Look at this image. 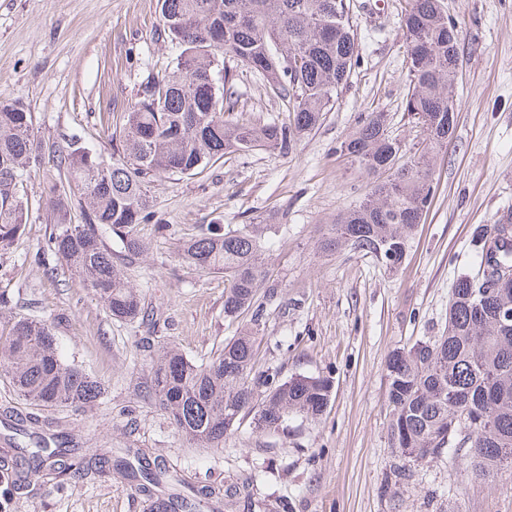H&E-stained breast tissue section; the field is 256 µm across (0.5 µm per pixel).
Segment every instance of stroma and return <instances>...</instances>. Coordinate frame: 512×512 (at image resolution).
Wrapping results in <instances>:
<instances>
[{
    "mask_svg": "<svg viewBox=\"0 0 512 512\" xmlns=\"http://www.w3.org/2000/svg\"><path fill=\"white\" fill-rule=\"evenodd\" d=\"M360 63L331 112L293 152L254 149L225 155L195 176L163 175L149 184L154 216L138 225L142 255L112 243V259L136 288L143 320L112 319L74 272L46 274L33 257L51 231L49 182L61 175L54 150L67 144L110 155L123 114L142 84L171 70L176 48L162 33L158 0H0V96L22 99L42 144L23 183L22 234L0 252V288L13 294L0 319L25 316L53 327L63 356L109 387L105 403L49 409L75 432L124 457L143 449L173 467L172 488L202 482L250 493L247 512H512V469L449 492L459 472L447 455L409 461L389 445L385 362L395 349L442 335L459 271L476 263L473 228L512 208V0H446L461 26L465 64L458 121L434 159L432 205L401 265L330 248L336 219L371 191L369 179L336 152L360 118L386 113L407 161L423 130L405 112L409 77L400 29L403 0H353ZM225 66L238 103L233 114L255 125L289 119L288 105L256 72ZM264 227L265 276L257 290L259 325L224 314L223 274L182 260L179 244L201 227ZM252 327L256 367L333 382L315 421L289 415L275 431L244 417L220 451L188 447L150 392L149 356L159 347L209 360L225 339ZM6 512H145L132 480L61 478L7 494Z\"/></svg>",
    "mask_w": 512,
    "mask_h": 512,
    "instance_id": "1",
    "label": "stroma"
}]
</instances>
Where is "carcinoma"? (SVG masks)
Wrapping results in <instances>:
<instances>
[{"label":"carcinoma","mask_w":512,"mask_h":512,"mask_svg":"<svg viewBox=\"0 0 512 512\" xmlns=\"http://www.w3.org/2000/svg\"><path fill=\"white\" fill-rule=\"evenodd\" d=\"M163 31L179 47L174 70L146 81L125 113L118 157L106 160L86 148L53 155L65 182L51 184L46 207L53 230L46 251L83 279L109 315L134 320L141 313L136 291L113 264L105 235L128 254L146 250L135 226L153 217L147 184L165 174L196 175L229 152L264 146L287 154L331 111L352 69L359 64L357 29L350 0H161ZM401 30L408 47L410 83L405 112L426 124L421 152L399 165V146L386 115L369 112L336 152L373 179L369 198L342 213L327 246L366 254L381 251L394 268L434 199L431 157L456 128L455 59L461 39L444 0H406ZM261 73L269 89L289 104L291 123L244 125L232 119L237 106L225 56ZM41 151L33 113L19 98L0 97V251L21 234L26 208L19 184L27 162ZM81 223L69 218L72 202ZM512 209L474 227V269L460 272L452 288L445 334L419 340L390 354L388 439L413 462H429L446 448L459 457L466 479L486 480L512 468ZM182 258L224 274V314L252 312L263 268L258 237L243 228L210 226L181 246ZM150 387L177 431L198 448L220 449L241 416L253 413L260 430H275L291 413L319 418L332 394L330 380L299 375L274 385L254 372V337L246 330L224 343L209 361L196 364L167 347L149 362ZM0 377L38 407L80 409L104 402L107 390L82 367L66 361L51 328L18 319L0 325ZM13 432L0 450V469L15 492L33 477L91 479L116 470L137 482L149 498L166 471L144 452L136 462L112 461L110 448H78L64 430L35 413L0 410ZM208 485L176 496L178 512H199L212 501Z\"/></svg>","instance_id":"carcinoma-1"}]
</instances>
